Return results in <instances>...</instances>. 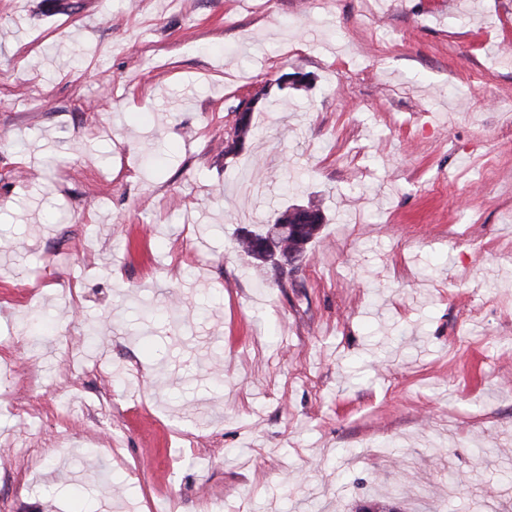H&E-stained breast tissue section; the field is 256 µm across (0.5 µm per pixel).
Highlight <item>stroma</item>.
Listing matches in <instances>:
<instances>
[{
    "mask_svg": "<svg viewBox=\"0 0 512 512\" xmlns=\"http://www.w3.org/2000/svg\"><path fill=\"white\" fill-rule=\"evenodd\" d=\"M438 496L512 512V0H0V512ZM242 105V107H241ZM251 99L244 100L238 103L235 108V120L233 122L230 131L227 133V137L224 140V152L225 154H235L238 153L244 143L246 138L251 135L253 131L252 125V114L253 112H244L248 108H250ZM241 107V108H240ZM240 109V110H239ZM243 112L241 116H239V112ZM324 219L322 209L313 202L287 207L276 213L273 224H261L250 231L251 235L242 230L235 249L256 266L276 267L271 260L274 254L283 257L296 253L305 257L307 246L319 235Z\"/></svg>",
    "mask_w": 512,
    "mask_h": 512,
    "instance_id": "35a3bbf8",
    "label": "stroma"
}]
</instances>
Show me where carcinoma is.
Masks as SVG:
<instances>
[{
    "label": "carcinoma",
    "instance_id": "carcinoma-1",
    "mask_svg": "<svg viewBox=\"0 0 512 512\" xmlns=\"http://www.w3.org/2000/svg\"><path fill=\"white\" fill-rule=\"evenodd\" d=\"M253 131L252 113L235 116L230 131L224 140V155L238 153L246 138ZM324 224V215L319 205L288 207L276 213L274 222L262 224L256 230L240 233L235 249L240 256L261 267L273 265V255L305 256L307 246L317 238Z\"/></svg>",
    "mask_w": 512,
    "mask_h": 512
}]
</instances>
